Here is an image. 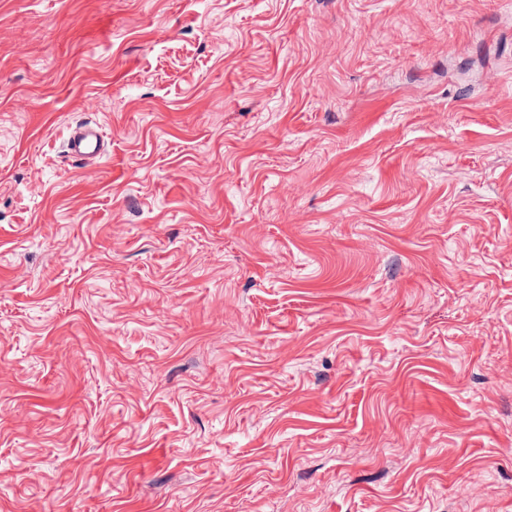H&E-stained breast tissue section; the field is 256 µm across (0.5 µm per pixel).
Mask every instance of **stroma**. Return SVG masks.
<instances>
[{
    "label": "stroma",
    "instance_id": "35a3bbf8",
    "mask_svg": "<svg viewBox=\"0 0 512 512\" xmlns=\"http://www.w3.org/2000/svg\"><path fill=\"white\" fill-rule=\"evenodd\" d=\"M0 512H512V0H0ZM105 135L98 124H76L69 128L66 156L73 161H88L104 155Z\"/></svg>",
    "mask_w": 512,
    "mask_h": 512
}]
</instances>
